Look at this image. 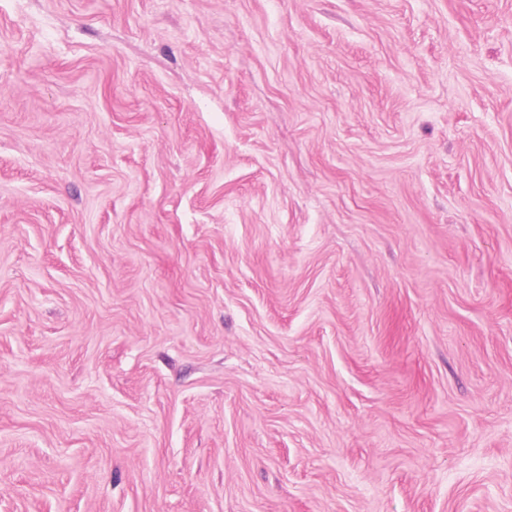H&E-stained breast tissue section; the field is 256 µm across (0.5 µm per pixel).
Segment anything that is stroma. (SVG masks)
<instances>
[{
  "label": "stroma",
  "mask_w": 512,
  "mask_h": 512,
  "mask_svg": "<svg viewBox=\"0 0 512 512\" xmlns=\"http://www.w3.org/2000/svg\"><path fill=\"white\" fill-rule=\"evenodd\" d=\"M0 512H512V0H0Z\"/></svg>",
  "instance_id": "35a3bbf8"
}]
</instances>
